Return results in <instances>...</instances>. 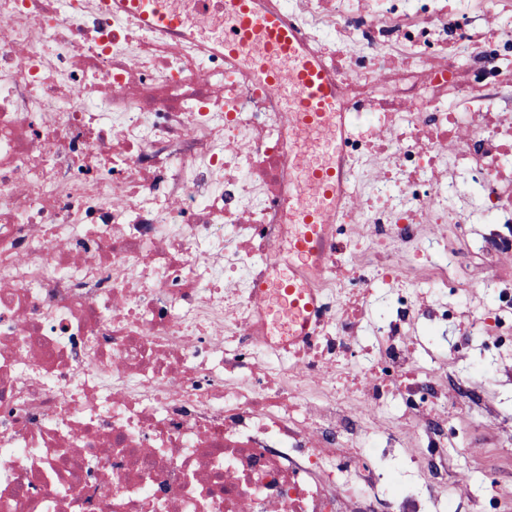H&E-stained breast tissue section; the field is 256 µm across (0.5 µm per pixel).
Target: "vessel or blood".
Returning <instances> with one entry per match:
<instances>
[{
    "mask_svg": "<svg viewBox=\"0 0 512 512\" xmlns=\"http://www.w3.org/2000/svg\"><path fill=\"white\" fill-rule=\"evenodd\" d=\"M224 50L247 62L263 76L266 89L288 95V122L303 133L321 138L327 150H335L336 134L344 130V115L336 109V89L327 80L320 63L304 56L295 34L274 14L259 15L250 0H223ZM151 27L174 31L183 24L178 14L166 9L162 0H121ZM309 185L319 205L304 212L306 232L302 245L322 244L326 225L336 208L339 174L335 163L308 169Z\"/></svg>",
    "mask_w": 512,
    "mask_h": 512,
    "instance_id": "b4317fda",
    "label": "vessel or blood"
}]
</instances>
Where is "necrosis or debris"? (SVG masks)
<instances>
[{"label": "necrosis or debris", "instance_id": "4bbe7bcc", "mask_svg": "<svg viewBox=\"0 0 512 512\" xmlns=\"http://www.w3.org/2000/svg\"><path fill=\"white\" fill-rule=\"evenodd\" d=\"M167 2L179 31L0 0V512H458L449 422H512L429 338L463 319L512 352V0H252L353 127L291 273L287 104L225 55L220 0ZM287 281L319 296L293 344ZM392 401L414 430L374 431Z\"/></svg>", "mask_w": 512, "mask_h": 512}]
</instances>
